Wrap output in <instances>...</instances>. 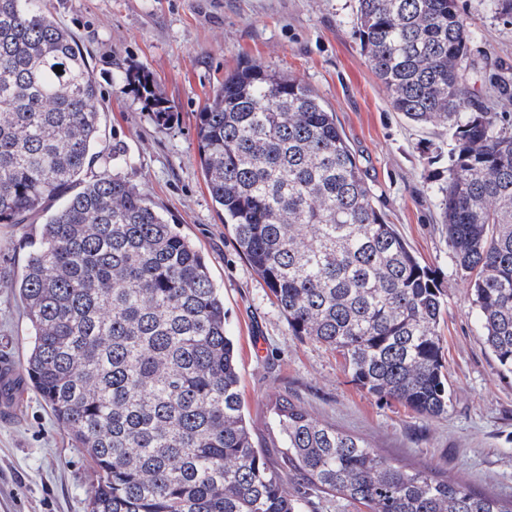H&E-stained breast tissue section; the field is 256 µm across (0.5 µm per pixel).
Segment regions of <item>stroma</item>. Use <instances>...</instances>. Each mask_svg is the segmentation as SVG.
<instances>
[{
    "label": "stroma",
    "instance_id": "stroma-1",
    "mask_svg": "<svg viewBox=\"0 0 512 512\" xmlns=\"http://www.w3.org/2000/svg\"><path fill=\"white\" fill-rule=\"evenodd\" d=\"M85 46L100 86L107 137L133 161L124 174L206 255L224 298L226 327L241 368V390L259 445L270 443L269 408L288 396L337 429L360 436L387 460L430 467L512 501V375L500 373L471 307L469 279L457 268L440 224L438 188L448 178L452 142L440 127L393 111L372 74L356 27L357 0H48ZM471 34L467 84L512 77V18L492 0H459ZM250 61L292 74L335 112L388 223L445 300L440 322L452 401L427 418L361 389L334 350L291 336L268 288L240 255L205 187L196 116L224 74ZM144 70L174 106L156 125L134 86L117 80ZM33 226L0 225V361L20 364L31 338L25 310L3 285L20 273ZM93 471L81 449L33 390L0 418V512H86Z\"/></svg>",
    "mask_w": 512,
    "mask_h": 512
}]
</instances>
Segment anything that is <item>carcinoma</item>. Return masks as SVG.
<instances>
[{"label":"carcinoma","instance_id":"cac0c4a2","mask_svg":"<svg viewBox=\"0 0 512 512\" xmlns=\"http://www.w3.org/2000/svg\"><path fill=\"white\" fill-rule=\"evenodd\" d=\"M366 60L396 112L451 136L438 208L498 367L512 373V97L467 87L458 0H358ZM60 71H55V68ZM164 126L173 105L126 72ZM77 36L47 0H0V224L41 223L24 273L26 378L95 478L87 512H300L290 486L364 512H512L468 484L384 460L286 397L270 458L241 393L207 259L130 183L101 137ZM209 195L292 336L337 351L353 381L416 413H448L432 271L388 223L333 112L292 74L242 63L197 113Z\"/></svg>","mask_w":512,"mask_h":512}]
</instances>
